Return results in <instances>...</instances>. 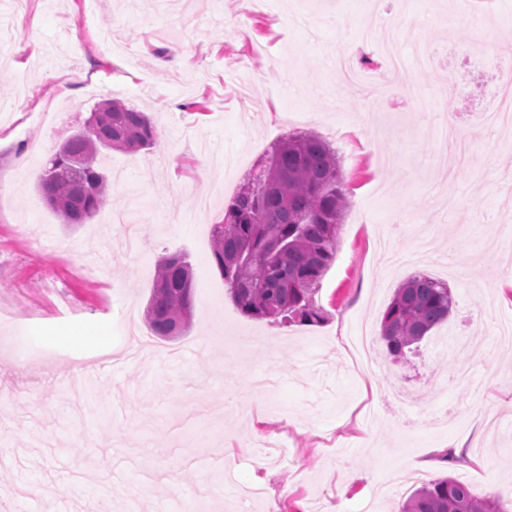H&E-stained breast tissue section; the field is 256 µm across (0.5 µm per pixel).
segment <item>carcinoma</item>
<instances>
[{
    "mask_svg": "<svg viewBox=\"0 0 512 512\" xmlns=\"http://www.w3.org/2000/svg\"><path fill=\"white\" fill-rule=\"evenodd\" d=\"M84 128L64 140L38 183L47 204L65 224L100 213L109 182L97 160L102 150L136 153L155 140L150 118L112 99L94 110ZM346 183L336 153L321 136L296 133L276 143L244 180L213 225L212 253L224 285L243 314L282 322L319 323L316 286L336 255L346 208ZM453 298L447 284L426 274L396 288L382 320L391 355L404 359L411 346L448 320ZM191 269L186 256L162 257L146 319L155 336L181 333L191 322ZM400 512H512V501L474 495L453 477L423 484Z\"/></svg>",
    "mask_w": 512,
    "mask_h": 512,
    "instance_id": "obj_1",
    "label": "carcinoma"
}]
</instances>
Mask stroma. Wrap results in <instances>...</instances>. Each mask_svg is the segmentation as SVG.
Listing matches in <instances>:
<instances>
[{
  "label": "stroma",
  "mask_w": 512,
  "mask_h": 512,
  "mask_svg": "<svg viewBox=\"0 0 512 512\" xmlns=\"http://www.w3.org/2000/svg\"><path fill=\"white\" fill-rule=\"evenodd\" d=\"M244 2L0 0V335L11 339L0 346V505L11 512H166L185 495L208 512H396L446 475L480 497L512 486V342L498 338L512 299L492 290L512 274V129L482 122L512 55V0L486 15L471 0ZM409 31L405 78L387 98L337 84L344 46L377 83L382 36ZM452 72L468 95L451 89ZM112 98L156 130L151 149L100 156L106 211L125 221L61 223L37 189L43 168ZM445 119L468 166L434 145ZM308 131L335 150L349 199L315 295L325 319H255L214 264L212 227L268 149ZM175 252L191 264L193 318L162 339L145 310L159 260ZM419 273L448 285V323L407 362L379 343L376 365L357 367L341 345L363 327L378 334L395 288ZM126 317L145 346L119 361ZM243 334L270 345L223 341ZM387 375L416 400L370 399ZM449 443L458 461L431 464Z\"/></svg>",
  "instance_id": "35a3bbf8"
}]
</instances>
